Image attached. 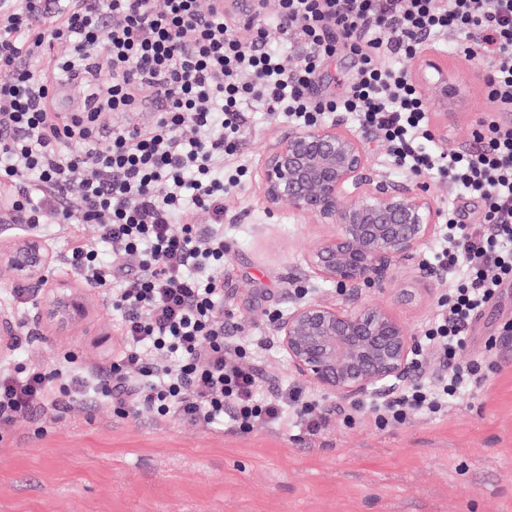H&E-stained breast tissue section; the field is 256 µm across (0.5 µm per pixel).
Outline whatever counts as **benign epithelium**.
<instances>
[{
	"label": "benign epithelium",
	"instance_id": "obj_1",
	"mask_svg": "<svg viewBox=\"0 0 512 512\" xmlns=\"http://www.w3.org/2000/svg\"><path fill=\"white\" fill-rule=\"evenodd\" d=\"M417 79L431 80L440 106L457 93L434 57L422 59ZM262 182L269 209L286 204L317 224L337 225L309 254L307 266L338 288L385 287L397 263L412 259L441 220L427 187L370 173L361 139L336 124L299 127L277 140L265 158ZM59 262L35 235L0 246V268L35 297L28 323L39 331L82 329L89 308L111 306L106 295L55 279ZM16 332L13 313L1 310V358ZM275 332L292 370L340 399L382 395L403 384L414 368V337L378 304L347 312L323 301H300L277 319Z\"/></svg>",
	"mask_w": 512,
	"mask_h": 512
}]
</instances>
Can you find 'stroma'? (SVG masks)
<instances>
[{"label":"stroma","instance_id":"35a3bbf8","mask_svg":"<svg viewBox=\"0 0 512 512\" xmlns=\"http://www.w3.org/2000/svg\"><path fill=\"white\" fill-rule=\"evenodd\" d=\"M442 57L460 93L448 107L430 103L432 146L458 151L498 108L477 106L487 95L483 68L457 50ZM288 130L252 109L241 158L248 183L224 200V309L235 336L263 338L257 359L278 389L305 383L273 331L274 317L298 299L347 311L384 305L420 340L448 290L423 265L433 256L429 242L379 291L356 295L312 276L305 257L333 225L285 207L269 212L260 178L270 146ZM118 320L107 309L89 333L30 332L21 359L49 367L71 354L86 366L109 364ZM508 322L512 292L485 310L459 355L486 373L484 388L437 415L413 411L397 427L345 422L327 395L328 423L314 436L302 427L242 433L161 421L148 410L122 417L95 399L38 409L0 434V512H512V343L494 341Z\"/></svg>","mask_w":512,"mask_h":512}]
</instances>
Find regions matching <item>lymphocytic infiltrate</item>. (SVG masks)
<instances>
[{
	"instance_id": "1",
	"label": "lymphocytic infiltrate",
	"mask_w": 512,
	"mask_h": 512,
	"mask_svg": "<svg viewBox=\"0 0 512 512\" xmlns=\"http://www.w3.org/2000/svg\"><path fill=\"white\" fill-rule=\"evenodd\" d=\"M278 24L298 44L295 67L267 46L260 17L245 19L255 37L243 42L222 0H0V69L10 74L0 82V206L14 224L63 225L66 267L111 289L122 315L110 366L76 371L67 358L1 371L0 425L60 392L110 401L125 416L145 407L242 432L291 417L312 435L326 427L319 401L299 387L259 397L263 374L246 360L253 348L229 336L222 317L224 199L247 178L238 157L250 103L297 126L355 115L393 168L444 181L463 200L436 244L448 296L425 337L441 373L362 402L361 413L400 424L484 384L457 356L485 308L512 288V124L480 122L465 151H422L428 108L393 60L461 38L464 56L487 64L489 97L512 109V0H279ZM55 40L70 52L51 55ZM342 54L355 77L342 94L319 93L320 67ZM62 85L79 95L67 113L52 108ZM145 110L146 125L137 120ZM196 211L209 223H191ZM83 224L98 225L108 252L85 243Z\"/></svg>"
}]
</instances>
